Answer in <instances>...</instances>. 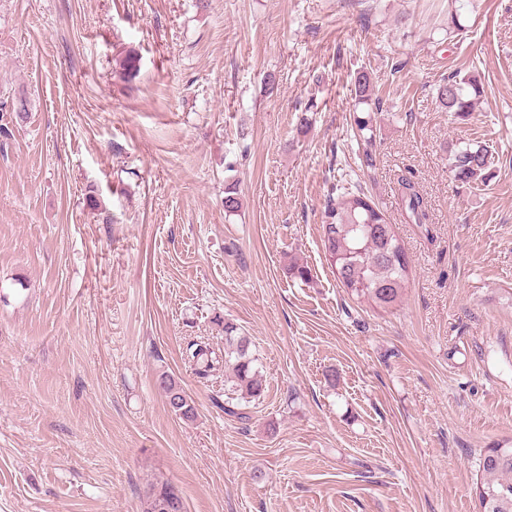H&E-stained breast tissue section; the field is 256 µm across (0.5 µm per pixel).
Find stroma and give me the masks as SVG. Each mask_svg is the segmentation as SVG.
Here are the masks:
<instances>
[{
    "label": "stroma",
    "instance_id": "stroma-1",
    "mask_svg": "<svg viewBox=\"0 0 512 512\" xmlns=\"http://www.w3.org/2000/svg\"><path fill=\"white\" fill-rule=\"evenodd\" d=\"M473 68L485 95L452 121L436 87ZM360 71L380 100L365 183L411 265L387 312L348 298L321 246L334 175L359 172ZM477 142L493 179L454 182L451 148ZM405 177L430 226L403 220ZM228 320L266 385L246 423L218 405L229 373L197 378L186 357L223 347ZM497 445L512 0H0V512H140L162 481L185 512H478ZM157 385L165 398L167 406L176 416L185 421L195 419L196 408L194 403L174 376L166 372L159 374Z\"/></svg>",
    "mask_w": 512,
    "mask_h": 512
}]
</instances>
